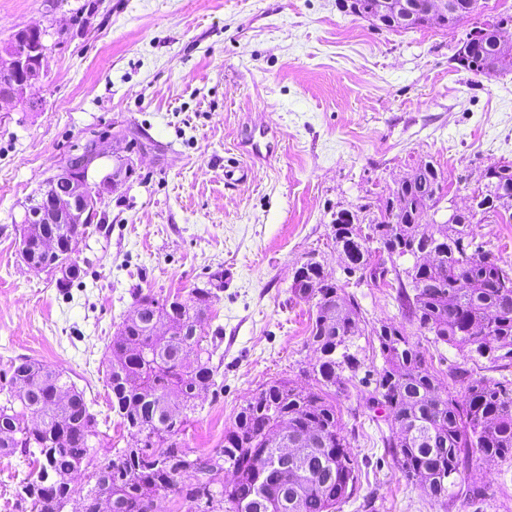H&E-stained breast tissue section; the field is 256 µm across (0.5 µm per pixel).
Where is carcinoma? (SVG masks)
<instances>
[{"label":"carcinoma","instance_id":"carcinoma-1","mask_svg":"<svg viewBox=\"0 0 512 512\" xmlns=\"http://www.w3.org/2000/svg\"><path fill=\"white\" fill-rule=\"evenodd\" d=\"M483 24L488 33L480 52H457L450 62L487 79L512 72V44L497 41L502 26L512 25V14L489 15ZM491 56L499 63L492 74L486 72ZM472 193L477 207L454 223L419 224L424 197L448 194L444 173L422 161L410 183L377 201L385 218L370 228L371 237L358 244L360 228L343 220L332 224L333 239L381 273H394L401 314L433 343L464 357L512 360V264L475 242L471 231L481 223L477 216L512 209L505 200L512 198V161L502 162ZM436 234L443 241L433 261L414 264L412 274L397 264L406 248ZM384 254L389 269L373 262ZM295 277L291 291L316 308L309 342L319 358L309 375L317 389L268 382L240 407L224 447L212 454L195 456L173 441L195 413L196 391L216 384L217 337L186 328L184 320L193 309L211 312L210 288H194L186 297L136 293L137 316L122 321L109 346L107 383L112 411L139 447L117 448L97 463L93 452L101 431L84 391L59 367L28 358L12 362L0 372V455L18 453L30 466L16 496L30 501L31 512H66L76 498L77 512H102L104 504L107 512H153L161 493L179 491L188 502L206 496L205 512H336L356 491L357 462L333 396L343 394L361 369L353 348L362 335V312L318 263L302 264ZM156 317L167 321L170 335L158 332ZM373 335L383 366L374 370L375 387L365 402L383 415L389 430L383 442L402 476L427 485L431 497L444 503L484 499L487 489L470 465L476 454L512 460V381L492 385L456 367L450 376L459 392L447 391L405 326L375 327ZM282 426L299 442L296 461L286 470L278 449L266 446ZM90 465L94 484L75 487L73 475ZM226 466L235 475L228 483L219 479Z\"/></svg>","mask_w":512,"mask_h":512}]
</instances>
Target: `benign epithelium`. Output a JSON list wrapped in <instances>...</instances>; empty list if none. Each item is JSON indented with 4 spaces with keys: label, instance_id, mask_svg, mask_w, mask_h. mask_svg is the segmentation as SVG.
Segmentation results:
<instances>
[{
    "label": "benign epithelium",
    "instance_id": "1",
    "mask_svg": "<svg viewBox=\"0 0 512 512\" xmlns=\"http://www.w3.org/2000/svg\"><path fill=\"white\" fill-rule=\"evenodd\" d=\"M380 7L368 18L377 24L385 21L426 24L429 20L446 21L452 15L472 16L477 12L476 0H424L413 5L407 0H379ZM485 30L476 27L462 44L464 54L473 55L482 45ZM28 46L20 54L0 52V101L26 96L42 73L45 59V31L38 26L28 28ZM124 167H116L101 182L78 177L71 166L47 180L43 189L28 200L21 224L26 231L20 235L19 251L32 269L49 262L65 271L76 253L80 237L67 231L68 224H84L95 212L103 190L117 186L123 179ZM267 446L281 449L284 459L294 458L288 447V428L282 427L270 437Z\"/></svg>",
    "mask_w": 512,
    "mask_h": 512
}]
</instances>
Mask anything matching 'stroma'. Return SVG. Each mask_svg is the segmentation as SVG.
I'll list each match as a JSON object with an SVG mask.
<instances>
[{
	"mask_svg": "<svg viewBox=\"0 0 512 512\" xmlns=\"http://www.w3.org/2000/svg\"><path fill=\"white\" fill-rule=\"evenodd\" d=\"M344 2L0 0V43L37 25L48 47L26 100L0 101V369L16 358L63 368L101 430L127 447L105 370L133 289L185 296L219 280L203 329L220 333L224 360L179 437L213 452L266 382L314 387L313 305L290 290L312 256L360 305L358 356L381 367L372 327L401 322L396 290L346 277L334 215L368 221L369 205L424 159L467 206L484 170L512 160V72L489 80L453 68L465 28L390 31ZM91 141L103 155L90 179L129 170L105 191L78 245L80 275L61 288L59 272L24 263L18 220ZM419 343L442 382L457 366L512 379V367ZM367 391L355 381L336 399L359 475L340 512H512V461L474 458L492 493L479 506L444 505L407 483ZM28 472L19 456H0V512H30L13 493Z\"/></svg>",
	"mask_w": 512,
	"mask_h": 512,
	"instance_id": "stroma-1",
	"label": "stroma"
}]
</instances>
